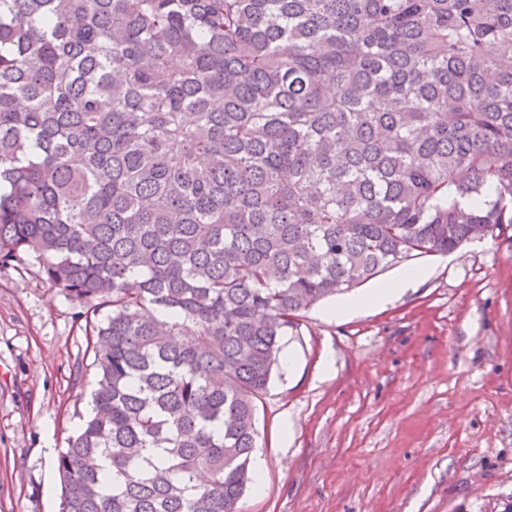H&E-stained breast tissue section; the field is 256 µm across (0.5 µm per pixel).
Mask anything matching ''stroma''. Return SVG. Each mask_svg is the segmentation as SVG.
Wrapping results in <instances>:
<instances>
[{
  "label": "stroma",
  "mask_w": 512,
  "mask_h": 512,
  "mask_svg": "<svg viewBox=\"0 0 512 512\" xmlns=\"http://www.w3.org/2000/svg\"><path fill=\"white\" fill-rule=\"evenodd\" d=\"M427 276L282 341L256 414L263 488L241 512H512V237L418 255ZM73 305L35 261L0 271V512H60L55 468L84 413Z\"/></svg>",
  "instance_id": "stroma-1"
}]
</instances>
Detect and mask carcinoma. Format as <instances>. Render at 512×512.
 I'll list each match as a JSON object with an SVG mask.
<instances>
[{"mask_svg": "<svg viewBox=\"0 0 512 512\" xmlns=\"http://www.w3.org/2000/svg\"><path fill=\"white\" fill-rule=\"evenodd\" d=\"M512 0H0V268L79 308L61 512H239L281 339L512 230Z\"/></svg>", "mask_w": 512, "mask_h": 512, "instance_id": "cac0c4a2", "label": "carcinoma"}]
</instances>
